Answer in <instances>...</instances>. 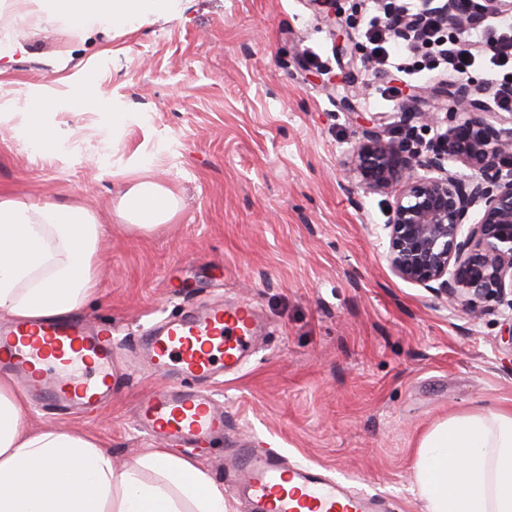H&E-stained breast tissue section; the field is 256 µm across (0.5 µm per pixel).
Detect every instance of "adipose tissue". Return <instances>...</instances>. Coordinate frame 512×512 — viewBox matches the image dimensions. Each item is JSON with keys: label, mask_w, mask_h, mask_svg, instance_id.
<instances>
[{"label": "adipose tissue", "mask_w": 512, "mask_h": 512, "mask_svg": "<svg viewBox=\"0 0 512 512\" xmlns=\"http://www.w3.org/2000/svg\"><path fill=\"white\" fill-rule=\"evenodd\" d=\"M49 18L88 34L123 30L177 0H36ZM118 214L152 230L179 202L146 175ZM103 227L82 205L0 197V316L37 323L79 310L95 292ZM27 401L0 377V512H226L224 491L189 459L155 448L124 465L78 429L26 425ZM427 512H512V410H475L434 424L415 455Z\"/></svg>", "instance_id": "1"}]
</instances>
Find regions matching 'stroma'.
I'll return each mask as SVG.
<instances>
[{"instance_id": "1", "label": "stroma", "mask_w": 512, "mask_h": 512, "mask_svg": "<svg viewBox=\"0 0 512 512\" xmlns=\"http://www.w3.org/2000/svg\"><path fill=\"white\" fill-rule=\"evenodd\" d=\"M119 35L82 37L35 0H5L28 52L0 69V193L95 211L104 231L96 294L78 311L127 345L161 316L247 302L264 330L214 387L237 437L383 493L390 512H425L413 459L435 422L512 408V307L480 321L392 274L383 229L393 196L352 194L346 152L386 113L447 112L428 94L447 70L373 71L361 33L374 0H182ZM102 70L83 96L78 75ZM56 145L23 136L32 109ZM136 119L113 132L112 109ZM147 159L179 199L146 232L117 213L113 159ZM92 415L32 406V427H78L116 463L157 447L131 421L159 381L129 368Z\"/></svg>"}]
</instances>
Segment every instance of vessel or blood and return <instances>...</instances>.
<instances>
[{"label": "vessel or blood", "mask_w": 512, "mask_h": 512, "mask_svg": "<svg viewBox=\"0 0 512 512\" xmlns=\"http://www.w3.org/2000/svg\"><path fill=\"white\" fill-rule=\"evenodd\" d=\"M260 329L253 306L215 302L165 317L134 337L130 354L162 379L139 403L137 429L186 450L224 436V408L210 385L241 368ZM118 360L108 324L14 323L0 329V366L50 407L98 411L120 384ZM224 478L241 489L246 512H388L383 495L244 442L231 449Z\"/></svg>", "instance_id": "vessel-or-blood-1"}]
</instances>
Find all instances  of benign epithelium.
Returning a JSON list of instances; mask_svg holds the SVG:
<instances>
[{"label": "benign epithelium", "mask_w": 512, "mask_h": 512, "mask_svg": "<svg viewBox=\"0 0 512 512\" xmlns=\"http://www.w3.org/2000/svg\"><path fill=\"white\" fill-rule=\"evenodd\" d=\"M434 2L393 17L391 35L411 40L434 12L463 37L485 21L490 5L512 11V0ZM431 91L448 98L450 112H403L396 139L368 128L348 153L347 190L393 195L384 225L391 272L478 321L512 295V118L486 117L488 88L478 82H440ZM433 128L430 140L420 136ZM457 164L470 175H458Z\"/></svg>", "instance_id": "1"}]
</instances>
